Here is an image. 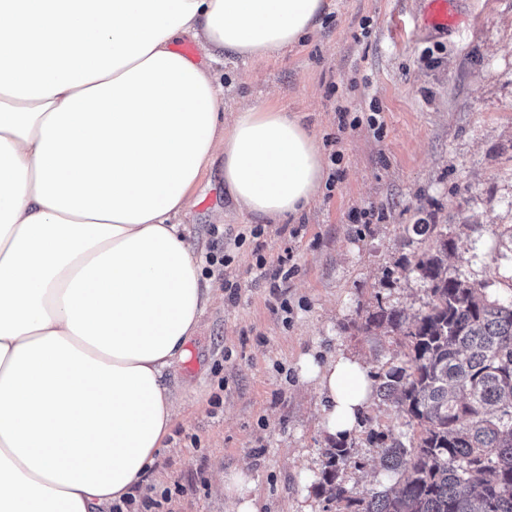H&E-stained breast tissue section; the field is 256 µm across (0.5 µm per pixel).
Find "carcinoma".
<instances>
[{
	"label": "carcinoma",
	"instance_id": "cac0c4a2",
	"mask_svg": "<svg viewBox=\"0 0 512 512\" xmlns=\"http://www.w3.org/2000/svg\"><path fill=\"white\" fill-rule=\"evenodd\" d=\"M433 246L412 271L428 286L425 310L379 306L359 329L401 337L408 360L375 375V397L401 407L417 437H377L382 470L396 487L355 496L340 479L351 464L344 442L327 449L319 495L345 512H512V298H493L448 272L452 250L437 224H414Z\"/></svg>",
	"mask_w": 512,
	"mask_h": 512
}]
</instances>
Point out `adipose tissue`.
Listing matches in <instances>:
<instances>
[{"label":"adipose tissue","mask_w":512,"mask_h":512,"mask_svg":"<svg viewBox=\"0 0 512 512\" xmlns=\"http://www.w3.org/2000/svg\"><path fill=\"white\" fill-rule=\"evenodd\" d=\"M324 0H0V512H102L131 494L177 414L162 374L210 300L181 233L216 153L235 210L315 202L305 116L224 111V54L275 57ZM199 41L204 69L171 50ZM322 426L349 437L369 367L304 356Z\"/></svg>","instance_id":"obj_1"}]
</instances>
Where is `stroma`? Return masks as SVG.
<instances>
[{
	"label": "stroma",
	"mask_w": 512,
	"mask_h": 512,
	"mask_svg": "<svg viewBox=\"0 0 512 512\" xmlns=\"http://www.w3.org/2000/svg\"><path fill=\"white\" fill-rule=\"evenodd\" d=\"M450 2L458 24L439 30L425 25L424 0H326L286 54L217 65L225 111L251 102L306 113L325 154L342 160L308 212L278 223L233 208L222 160L195 186L183 238L214 295L162 378L181 411L136 492L159 500L156 512H225L219 476L243 466L264 512H345L300 492L301 472L320 477L332 445L301 360L340 347L375 373L405 362L399 336L357 326L380 304L425 309L429 293L408 262L429 244L410 241L411 224L443 225L449 270L512 295V0ZM375 106L382 136L339 128V114L364 118ZM257 224L260 238L234 247ZM223 246L232 263L210 264ZM406 422L394 404L373 402L346 441L352 493L382 487L371 432Z\"/></svg>",
	"instance_id": "obj_1"
}]
</instances>
